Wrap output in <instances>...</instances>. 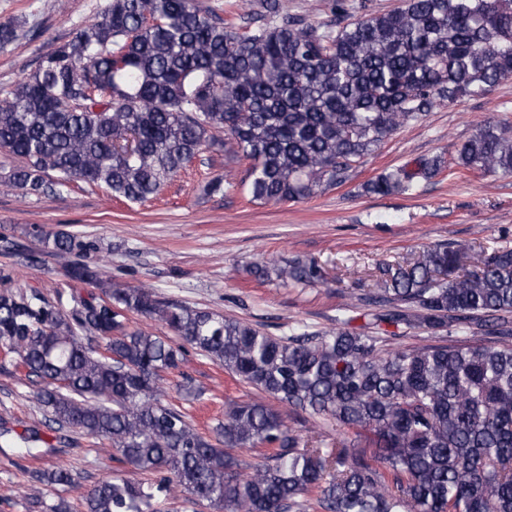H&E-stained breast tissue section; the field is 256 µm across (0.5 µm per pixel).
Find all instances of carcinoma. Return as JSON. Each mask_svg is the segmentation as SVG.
Returning <instances> with one entry per match:
<instances>
[{
	"instance_id": "cac0c4a2",
	"label": "carcinoma",
	"mask_w": 512,
	"mask_h": 512,
	"mask_svg": "<svg viewBox=\"0 0 512 512\" xmlns=\"http://www.w3.org/2000/svg\"><path fill=\"white\" fill-rule=\"evenodd\" d=\"M334 0V19L258 0L240 26L194 0H110L93 21L0 94V151L21 161L4 182L59 195L75 182L145 204L215 146L249 161L240 190L287 203L341 186L399 126L437 105L483 96L512 78V0H404L386 12ZM467 173L512 174V131L487 123L457 150ZM441 164L398 169L364 191L410 190ZM95 245L56 233L63 269L54 297L0 276V349L36 386L43 425L0 418V444L30 457L105 440L117 461L152 478L102 480L84 512H156L177 487L215 512H512V248L434 245L382 268L383 287L357 301L369 322L274 336L254 325L105 283L76 256ZM265 283L325 281L312 257L254 265ZM100 293L82 292L79 285ZM165 324L175 344L130 325ZM382 324L448 335L393 349ZM259 397L234 403L203 436L165 402V374L188 349ZM286 407L314 423L289 428ZM353 433L327 440L320 426ZM269 453L252 465L233 449ZM44 486L77 487L65 468Z\"/></svg>"
}]
</instances>
